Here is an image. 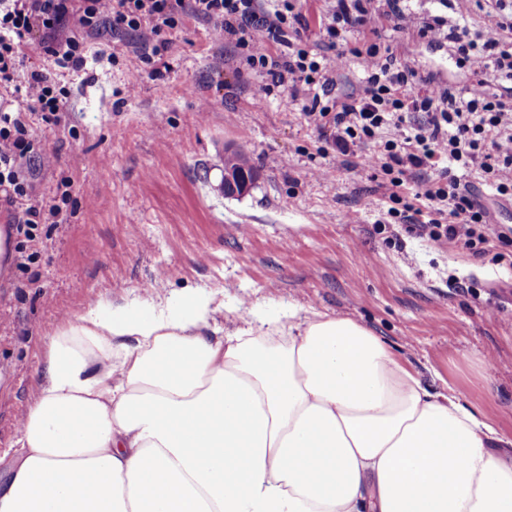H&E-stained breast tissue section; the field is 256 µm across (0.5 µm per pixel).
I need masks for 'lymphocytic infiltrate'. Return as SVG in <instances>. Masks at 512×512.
Listing matches in <instances>:
<instances>
[{"label": "lymphocytic infiltrate", "instance_id": "f902f5d3", "mask_svg": "<svg viewBox=\"0 0 512 512\" xmlns=\"http://www.w3.org/2000/svg\"><path fill=\"white\" fill-rule=\"evenodd\" d=\"M485 7V25L473 29L411 11L402 0H335L318 21L328 49L323 55L309 43L296 0H0V85L20 96L17 106L0 103V207L8 212L9 231L31 238L33 226L46 218L24 164L34 153L31 115L53 129L62 125L68 92L58 83L59 72L86 66L90 42L103 30L146 25L159 40L141 51L164 65L168 43L161 33L194 20L211 23L216 40L232 38L241 63L259 77L255 98L278 87L306 98L308 123L338 155L376 143L365 166L388 175L389 214L407 233L470 250L492 234L510 241L512 226L494 223L459 176L481 172L500 198L512 202V0H486ZM383 17L428 42L448 43L474 83L463 93L442 84L419 86L412 67L381 56L372 43ZM355 33L363 44L348 48ZM35 34L47 64L27 70ZM276 44L283 53H273ZM350 54L363 72L359 88L345 98L329 97ZM433 168L439 174L422 192L427 209L403 204L398 189L405 177Z\"/></svg>", "mask_w": 512, "mask_h": 512}]
</instances>
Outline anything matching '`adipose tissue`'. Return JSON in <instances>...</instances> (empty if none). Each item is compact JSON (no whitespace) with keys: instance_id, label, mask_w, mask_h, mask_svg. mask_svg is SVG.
<instances>
[{"instance_id":"obj_1","label":"adipose tissue","mask_w":512,"mask_h":512,"mask_svg":"<svg viewBox=\"0 0 512 512\" xmlns=\"http://www.w3.org/2000/svg\"><path fill=\"white\" fill-rule=\"evenodd\" d=\"M191 294L48 334L0 512H512V438L373 331Z\"/></svg>"}]
</instances>
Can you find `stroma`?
I'll return each mask as SVG.
<instances>
[{
  "label": "stroma",
  "mask_w": 512,
  "mask_h": 512,
  "mask_svg": "<svg viewBox=\"0 0 512 512\" xmlns=\"http://www.w3.org/2000/svg\"><path fill=\"white\" fill-rule=\"evenodd\" d=\"M150 31L105 34L111 61L64 73L68 130L34 124L37 193L70 179L69 221L34 240L0 242V448L20 429L45 355L44 338L96 302L212 297L215 321L239 326L254 303L294 307L369 327L424 384L453 388L512 437V242L466 250L375 232L389 206L364 169L372 145L322 152L303 100L274 89L256 100L253 73L210 25L171 31L167 70L135 50ZM381 45L419 77L466 91L471 77L448 46L391 19ZM206 114H199L201 103ZM242 151L257 170L240 197L220 191V159ZM316 169L330 172L316 180Z\"/></svg>",
  "instance_id": "stroma-1"
}]
</instances>
